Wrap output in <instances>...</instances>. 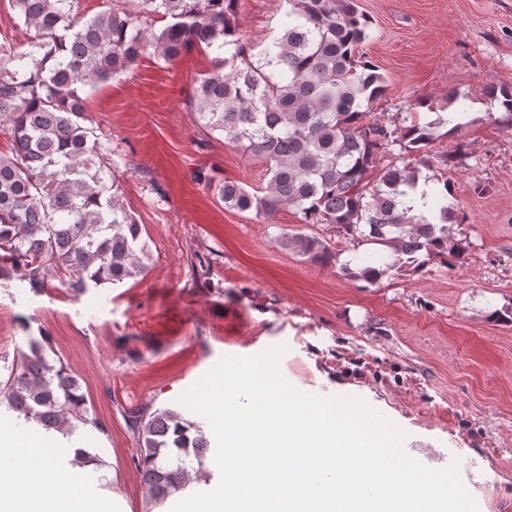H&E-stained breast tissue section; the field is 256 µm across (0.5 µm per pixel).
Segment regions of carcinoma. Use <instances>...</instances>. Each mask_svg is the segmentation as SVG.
<instances>
[{
    "mask_svg": "<svg viewBox=\"0 0 512 512\" xmlns=\"http://www.w3.org/2000/svg\"><path fill=\"white\" fill-rule=\"evenodd\" d=\"M11 2L29 38L0 45V131L11 141L10 154H0L1 280L15 277L36 292L57 282L80 295L145 275L142 225L118 184L120 162H102L86 93L148 53L170 64L192 47L216 53L214 69L192 88L195 123L266 164L259 188L214 171L195 174L224 208L257 220L292 209L301 224H331L383 247L344 266L369 284L427 258L450 269L461 263L464 248L448 225L464 216L448 180L427 214L404 198L421 169L448 166L451 154L436 155L432 145L464 127L463 113L439 112L420 97L391 126L371 118L388 81L359 55L369 21L355 0H283L286 23L258 51L239 24V0H112L90 19L78 0ZM487 95L501 98L512 120V88L490 86ZM422 108L435 118L422 119ZM395 145L399 153L380 165ZM279 244L321 265L338 258L326 240L299 230ZM47 341L30 340L28 351L0 366V407L64 436L80 425L100 428L78 382L47 357ZM126 422L140 445L148 499L192 480L187 458L203 469L209 442L199 425L147 407L128 411Z\"/></svg>",
    "mask_w": 512,
    "mask_h": 512,
    "instance_id": "cac0c4a2",
    "label": "carcinoma"
}]
</instances>
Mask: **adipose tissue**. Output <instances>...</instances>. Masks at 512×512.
Here are the masks:
<instances>
[{
  "mask_svg": "<svg viewBox=\"0 0 512 512\" xmlns=\"http://www.w3.org/2000/svg\"><path fill=\"white\" fill-rule=\"evenodd\" d=\"M9 468L0 474V512H130L121 497L105 500L88 486L93 463H79L75 444L28 427L0 429Z\"/></svg>",
  "mask_w": 512,
  "mask_h": 512,
  "instance_id": "adipose-tissue-1",
  "label": "adipose tissue"
}]
</instances>
